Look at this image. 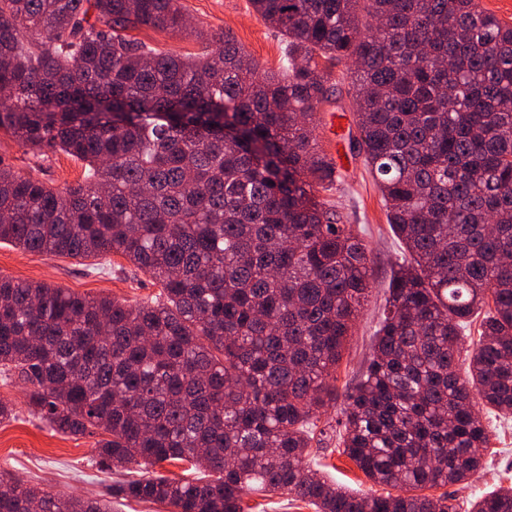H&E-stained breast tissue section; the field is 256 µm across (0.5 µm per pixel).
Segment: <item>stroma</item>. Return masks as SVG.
<instances>
[{
	"label": "stroma",
	"instance_id": "stroma-1",
	"mask_svg": "<svg viewBox=\"0 0 512 512\" xmlns=\"http://www.w3.org/2000/svg\"><path fill=\"white\" fill-rule=\"evenodd\" d=\"M189 21V32L174 35L142 26L131 30V39L157 52L198 56L208 51L206 34L227 32L259 63L261 70L275 71L281 65V35L259 15L249 0H179ZM336 88L334 101L325 112L335 113L338 128L335 139H328L324 123H317L318 143L329 144L334 161L340 162L341 179L329 191L319 194L325 207L338 210L345 223L354 225L373 251V287L362 304V313L348 338L343 358L336 370L337 388L355 384L370 355V344L377 316L403 247L392 232L380 189L362 156L351 152L350 142L358 136L353 110L354 77L347 63L328 66ZM0 159L16 171L32 175L62 189L81 182L85 168L80 161L58 152L40 156L21 145L10 134L0 132ZM46 283L81 296L110 297L136 305L153 301L160 288L152 278L133 267L118 254L98 259H75L25 251L0 243V278ZM0 399L10 402L16 416L0 422V473L24 483L81 497L106 495L110 485L124 477L121 469L107 471L95 458L96 439L56 433L32 416L27 391L18 380H0ZM341 408L328 409L317 427L322 444L314 461L329 481L359 494L383 493V486L372 482L346 456L336 450ZM483 421L489 433L484 453L485 465L468 484L448 486L458 512H468L471 503L498 487L512 486V421L504 422L491 414Z\"/></svg>",
	"mask_w": 512,
	"mask_h": 512
}]
</instances>
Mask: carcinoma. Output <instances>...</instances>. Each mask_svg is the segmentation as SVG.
<instances>
[{"label": "carcinoma", "mask_w": 512, "mask_h": 512, "mask_svg": "<svg viewBox=\"0 0 512 512\" xmlns=\"http://www.w3.org/2000/svg\"><path fill=\"white\" fill-rule=\"evenodd\" d=\"M249 2L285 38L281 74L223 32L198 57L123 36L186 32L179 0H0V131L86 169L59 190L0 161V242L117 253L165 295L132 306L0 278V375L54 431L100 434L106 469L201 467L113 485L124 500L249 512L261 492L315 512H457L429 490L482 465L476 402L512 418V26L476 0ZM320 58L356 67L351 149L404 244L338 451L405 495H357L312 468L311 419L336 405L372 266L317 199L340 179L313 143L335 94ZM0 512L111 509L0 474ZM472 512H512V487Z\"/></svg>", "instance_id": "cac0c4a2"}]
</instances>
